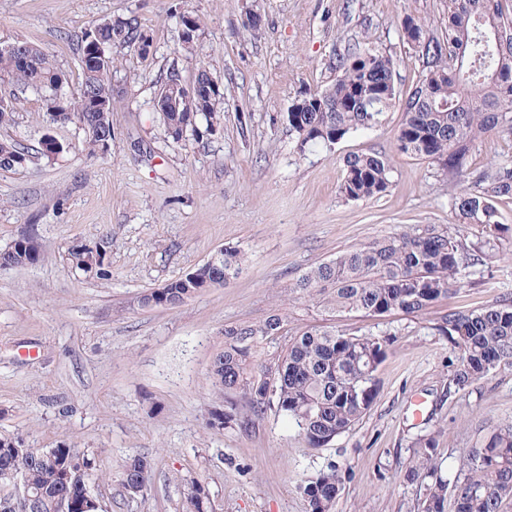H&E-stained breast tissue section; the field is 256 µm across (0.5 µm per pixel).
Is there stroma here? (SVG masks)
Segmentation results:
<instances>
[{
  "mask_svg": "<svg viewBox=\"0 0 512 512\" xmlns=\"http://www.w3.org/2000/svg\"><path fill=\"white\" fill-rule=\"evenodd\" d=\"M252 9L264 18L255 35L242 27ZM187 13L201 24L189 52L180 40ZM406 13L437 28L445 10L442 0H0V45L38 44L72 92L93 23L135 15L153 35L148 59L116 52L107 153L88 154L77 127L52 123L35 94L0 128L33 151L24 168L0 170V251L29 230L46 248L35 265L0 267V434L26 448L63 442L94 454L106 512H182L192 479L207 485L213 512H307L297 483L331 461L348 469L336 512H417V488L404 478L416 435L440 430L439 459L455 470L487 431L512 422V369L449 392L451 350L436 328L442 312L512 293V257L503 255L428 314L334 320L350 333H389L391 346L370 409L332 446L308 448L272 410L244 430L206 426L215 399L208 369L225 326L275 307L289 333L326 323L317 305L288 295L305 270L375 238L451 221L446 179L395 148L401 106L328 147H298L288 129L292 103L332 84L348 47L390 53L407 94L420 61L400 37ZM174 66L188 81L202 67L221 81L220 133L168 136L153 102ZM47 136L60 146L51 160L39 152ZM368 151L389 158L392 185L376 199H345L344 160ZM100 236L110 240L111 280L73 275L66 247ZM227 246L247 256L227 285L174 309L139 306L141 295ZM130 455L152 464L150 487L134 500L122 488Z\"/></svg>",
  "mask_w": 512,
  "mask_h": 512,
  "instance_id": "35a3bbf8",
  "label": "stroma"
}]
</instances>
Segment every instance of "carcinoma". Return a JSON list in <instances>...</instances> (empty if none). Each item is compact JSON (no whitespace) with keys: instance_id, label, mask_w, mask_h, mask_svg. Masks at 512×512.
Masks as SVG:
<instances>
[{"instance_id":"cac0c4a2","label":"carcinoma","mask_w":512,"mask_h":512,"mask_svg":"<svg viewBox=\"0 0 512 512\" xmlns=\"http://www.w3.org/2000/svg\"><path fill=\"white\" fill-rule=\"evenodd\" d=\"M504 0H446L444 32L436 34L406 13L399 22L402 41L419 52L422 77L402 99L404 120L396 148L436 164L448 180L453 221L416 231L382 236L343 251L299 276L289 288L323 310L358 314L374 320L393 312L425 314L437 302L464 286V275L481 276L500 254L512 255V227L501 223L497 203L512 199V159L484 169L468 165L474 144L489 134L512 137V9ZM101 44L136 50L148 31L135 16L94 24ZM29 62L20 64L0 49V81L12 93L0 96V126L13 121L16 101L27 92L43 94L52 122L74 123L95 153L102 138L112 136V115L73 112L56 118L55 95L63 72L53 56L26 44ZM116 58L90 73H81L79 104L92 90L114 111L112 70ZM399 99L396 61L376 47H352L336 57V79L328 87L306 92L288 113L290 131L300 147L333 145L349 134L376 127ZM224 96L210 100L194 114L180 107L158 112L166 131L176 135L216 134L224 123ZM391 186L389 158L379 152L357 153L344 160L340 192L348 200L380 198ZM482 228L481 243L468 241L467 229ZM108 238L81 239L66 248L72 270L101 281L112 279L106 261ZM45 248L38 238L18 237L0 252V264L22 268L41 261ZM184 276L141 297L146 307H177L201 291L223 285L242 270L244 254L229 247ZM286 318L275 308L264 319L224 327V350L209 366V380L218 401L208 412L209 429H245L275 409L294 421L310 448L331 445L349 432L370 409L376 372L389 351V339L371 332L346 333L336 326L299 331L271 357L254 363L261 345L285 331ZM437 330L448 337L452 357L448 389L465 391L499 370L512 369V293L485 308L442 314ZM15 437H0V501L16 483L40 494L39 512H102L85 474L95 470V456L60 443L31 448L24 457L13 453ZM418 449L405 477L420 482L418 512H500L512 499V423L495 428L467 449L457 471L445 473L438 462V440L432 433L413 442ZM124 488L131 498L149 486L151 463L141 456L123 461ZM346 471L334 462L297 485L308 512H336ZM185 512H212L207 487L198 480L183 489Z\"/></svg>"}]
</instances>
